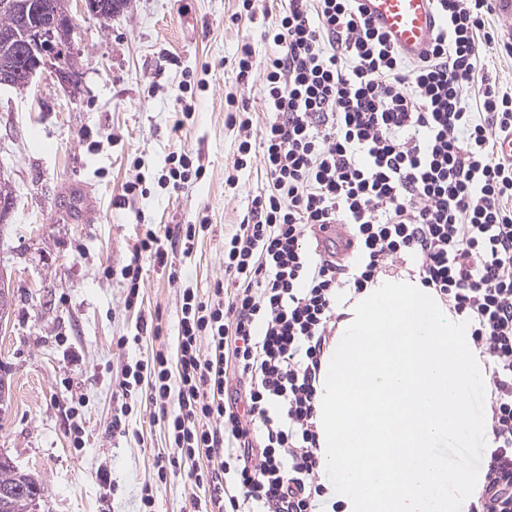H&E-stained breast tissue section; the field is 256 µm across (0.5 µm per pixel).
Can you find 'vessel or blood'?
<instances>
[{
	"mask_svg": "<svg viewBox=\"0 0 512 512\" xmlns=\"http://www.w3.org/2000/svg\"><path fill=\"white\" fill-rule=\"evenodd\" d=\"M373 26L386 32L390 40L409 58L428 47L437 26L433 0H360Z\"/></svg>",
	"mask_w": 512,
	"mask_h": 512,
	"instance_id": "vessel-or-blood-1",
	"label": "vessel or blood"
}]
</instances>
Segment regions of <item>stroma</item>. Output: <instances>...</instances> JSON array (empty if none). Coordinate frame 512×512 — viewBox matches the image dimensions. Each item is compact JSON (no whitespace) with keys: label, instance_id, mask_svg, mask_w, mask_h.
<instances>
[{"label":"stroma","instance_id":"1","mask_svg":"<svg viewBox=\"0 0 512 512\" xmlns=\"http://www.w3.org/2000/svg\"><path fill=\"white\" fill-rule=\"evenodd\" d=\"M68 2L75 86L44 72L26 90L0 87V172L17 196L0 232V269L13 291L0 333V376L13 393L0 413V454L42 483L38 512H141L147 486L155 512H191L186 475L158 479L156 460L170 447L145 394L130 400L128 434L114 432L112 419L123 367L159 350L175 357L184 289L204 298L223 279L224 237L267 185L256 165L239 172L236 188L225 183L240 142L226 97L254 127L265 123L261 63L275 47L262 35L287 0H257L251 16L239 0H128L109 20L84 12L83 0ZM247 40L258 65L243 82L234 58ZM186 83L194 114L177 133ZM184 151L199 157L203 178L176 191L160 186L167 156ZM138 176L146 194L125 196ZM84 196L94 211L73 223ZM203 220L209 229L192 254L175 259L177 281L143 257L137 302L126 306L121 269L145 225L174 236ZM142 317L160 335L119 345Z\"/></svg>","mask_w":512,"mask_h":512}]
</instances>
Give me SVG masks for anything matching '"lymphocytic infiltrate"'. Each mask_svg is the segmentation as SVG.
I'll return each mask as SVG.
<instances>
[{
	"mask_svg": "<svg viewBox=\"0 0 512 512\" xmlns=\"http://www.w3.org/2000/svg\"><path fill=\"white\" fill-rule=\"evenodd\" d=\"M442 18L427 50L402 55L359 0H288L265 29L260 129L244 132L236 171L260 165L268 185L224 240V280L201 300L184 289L176 358L126 365L120 429L132 394L167 422L175 450L159 478L186 471L194 512H319L315 397L342 288H364L413 261L425 287L471 324L486 358L494 449L471 512H512V93L487 78L500 42L492 0H434ZM347 231L340 260L310 232ZM202 224L164 244L145 228L122 269L137 301L142 255L173 267ZM244 377L229 390V370ZM176 409H169V401Z\"/></svg>",
	"mask_w": 512,
	"mask_h": 512,
	"instance_id": "obj_1",
	"label": "lymphocytic infiltrate"
}]
</instances>
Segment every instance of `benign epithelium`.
<instances>
[{"label": "benign epithelium", "mask_w": 512, "mask_h": 512, "mask_svg": "<svg viewBox=\"0 0 512 512\" xmlns=\"http://www.w3.org/2000/svg\"><path fill=\"white\" fill-rule=\"evenodd\" d=\"M14 11L19 13L21 23L15 31L17 57L21 64L4 63L0 65V87L8 86L18 90L27 88L33 76L39 70L51 71L57 80L65 85L73 84V71L69 61H64L54 56V42L63 40L72 43L76 33L71 23L69 13L56 15L55 19L48 23H38L31 20L33 7L30 0H14L10 4ZM122 3L118 0H104L100 4L93 5L92 15L100 19H110L121 10ZM13 304V295L7 282L4 270L0 269V330L9 321V313ZM5 498L7 506H12V501H19L22 512L35 510L36 498L20 495L18 492L3 490L0 492Z\"/></svg>", "instance_id": "1"}]
</instances>
